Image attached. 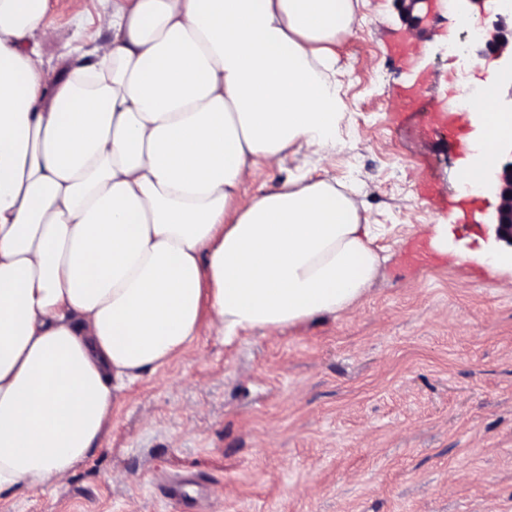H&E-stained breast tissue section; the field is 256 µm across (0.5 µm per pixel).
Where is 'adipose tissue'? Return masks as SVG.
Returning <instances> with one entry per match:
<instances>
[{
  "label": "adipose tissue",
  "instance_id": "obj_1",
  "mask_svg": "<svg viewBox=\"0 0 512 512\" xmlns=\"http://www.w3.org/2000/svg\"><path fill=\"white\" fill-rule=\"evenodd\" d=\"M48 0H0V495L60 484L114 396L202 326L225 341L359 303L375 226L325 177L242 199L254 169L327 153L325 74L352 0H112L109 40L49 80ZM479 123L478 181L512 114Z\"/></svg>",
  "mask_w": 512,
  "mask_h": 512
}]
</instances>
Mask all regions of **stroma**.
Listing matches in <instances>:
<instances>
[{"label":"stroma","mask_w":512,"mask_h":512,"mask_svg":"<svg viewBox=\"0 0 512 512\" xmlns=\"http://www.w3.org/2000/svg\"><path fill=\"white\" fill-rule=\"evenodd\" d=\"M352 2L356 34L334 46L335 149L261 169L245 192L302 168L353 186L382 258L366 300L230 345L202 332L122 392L63 484L1 495L0 512H175L161 486L186 473L203 512H512V265L475 221L490 197L460 191L465 147L428 124L494 61L449 56L448 0H430L414 28L394 0ZM111 10L48 0L46 70L63 76L77 50L110 38ZM441 224L447 251L410 266Z\"/></svg>","instance_id":"35a3bbf8"}]
</instances>
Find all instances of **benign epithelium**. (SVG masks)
<instances>
[{
    "label": "benign epithelium",
    "mask_w": 512,
    "mask_h": 512,
    "mask_svg": "<svg viewBox=\"0 0 512 512\" xmlns=\"http://www.w3.org/2000/svg\"><path fill=\"white\" fill-rule=\"evenodd\" d=\"M403 18L418 21L414 15L418 5L426 0H394ZM460 13L477 19L480 37L470 43L480 56L491 54L505 70H512V0H498L496 10L485 7L487 0H453ZM476 190L493 197L496 204L485 215V224L492 240L512 249V145H504L503 160L498 168L484 175Z\"/></svg>",
    "instance_id": "1"
}]
</instances>
